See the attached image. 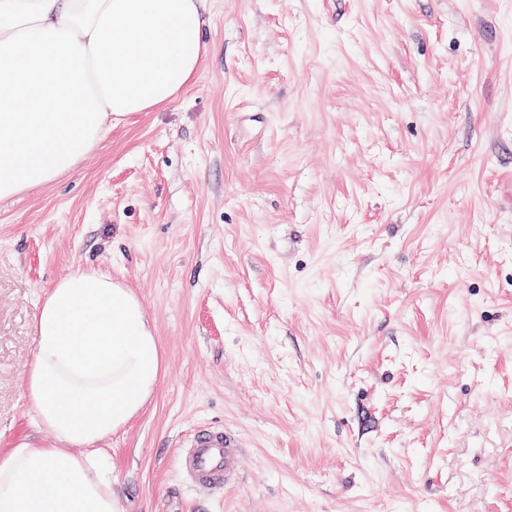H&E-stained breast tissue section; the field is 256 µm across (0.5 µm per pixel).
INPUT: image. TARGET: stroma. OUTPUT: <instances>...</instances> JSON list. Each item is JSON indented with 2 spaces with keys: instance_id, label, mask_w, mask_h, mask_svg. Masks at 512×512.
<instances>
[{
  "instance_id": "obj_1",
  "label": "stroma",
  "mask_w": 512,
  "mask_h": 512,
  "mask_svg": "<svg viewBox=\"0 0 512 512\" xmlns=\"http://www.w3.org/2000/svg\"><path fill=\"white\" fill-rule=\"evenodd\" d=\"M208 4L186 89L0 202V448L48 440L34 317L93 267L164 359L106 442L126 512H512V0ZM241 444L224 429L202 425L190 435L179 457V468L189 484L221 490L239 474Z\"/></svg>"
}]
</instances>
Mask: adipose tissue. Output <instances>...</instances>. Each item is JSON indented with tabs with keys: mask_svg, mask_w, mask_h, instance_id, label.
<instances>
[{
	"mask_svg": "<svg viewBox=\"0 0 512 512\" xmlns=\"http://www.w3.org/2000/svg\"><path fill=\"white\" fill-rule=\"evenodd\" d=\"M206 0H0V200L75 171L139 112L169 104L208 51ZM25 392L53 442L0 450V512H125L102 440L144 409L163 358L142 300L94 269L34 319Z\"/></svg>",
	"mask_w": 512,
	"mask_h": 512,
	"instance_id": "adipose-tissue-1",
	"label": "adipose tissue"
}]
</instances>
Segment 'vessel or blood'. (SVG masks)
<instances>
[{"mask_svg":"<svg viewBox=\"0 0 512 512\" xmlns=\"http://www.w3.org/2000/svg\"><path fill=\"white\" fill-rule=\"evenodd\" d=\"M241 444L231 433L202 425L190 435L179 457V468L189 484L221 490L239 474Z\"/></svg>","mask_w":512,"mask_h":512,"instance_id":"vessel-or-blood-1","label":"vessel or blood"}]
</instances>
